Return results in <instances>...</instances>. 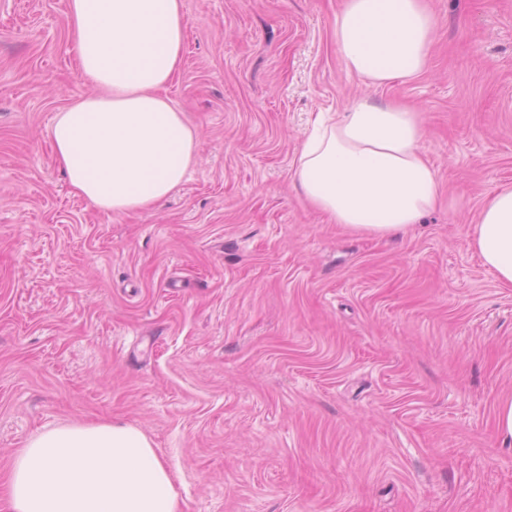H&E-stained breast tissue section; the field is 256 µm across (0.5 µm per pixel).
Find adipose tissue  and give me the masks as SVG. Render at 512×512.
Here are the masks:
<instances>
[{
  "label": "adipose tissue",
  "mask_w": 512,
  "mask_h": 512,
  "mask_svg": "<svg viewBox=\"0 0 512 512\" xmlns=\"http://www.w3.org/2000/svg\"><path fill=\"white\" fill-rule=\"evenodd\" d=\"M72 52L96 91L57 113L49 137L74 194L108 213L150 207L194 165L197 133L163 88L178 69L182 0H68ZM436 20L427 0H342L333 41L370 88L419 76ZM420 112L365 96L317 113L293 164L306 200L347 231L381 237L421 223L439 199L421 150ZM472 243L512 287V186L493 189ZM10 512H178L172 477L149 438L118 423H68L39 432L14 457L0 489Z\"/></svg>",
  "instance_id": "1"
}]
</instances>
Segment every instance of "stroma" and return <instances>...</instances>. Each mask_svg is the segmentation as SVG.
I'll return each mask as SVG.
<instances>
[{"mask_svg": "<svg viewBox=\"0 0 512 512\" xmlns=\"http://www.w3.org/2000/svg\"><path fill=\"white\" fill-rule=\"evenodd\" d=\"M339 0H183L168 96L198 134L167 201L72 194L49 129L92 93L67 0H0V479L56 426L152 441L179 512H512V287L471 242L512 185V0H430L427 70L368 90ZM424 116L441 196L386 237L292 181L316 113L363 94Z\"/></svg>", "mask_w": 512, "mask_h": 512, "instance_id": "1", "label": "stroma"}]
</instances>
